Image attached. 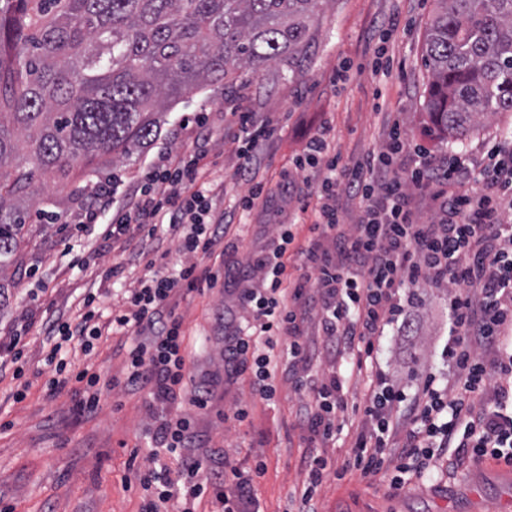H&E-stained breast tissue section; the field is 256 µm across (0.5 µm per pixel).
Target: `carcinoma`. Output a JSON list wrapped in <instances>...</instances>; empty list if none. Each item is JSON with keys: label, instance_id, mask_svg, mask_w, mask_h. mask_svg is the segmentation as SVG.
Masks as SVG:
<instances>
[{"label": "carcinoma", "instance_id": "cac0c4a2", "mask_svg": "<svg viewBox=\"0 0 512 512\" xmlns=\"http://www.w3.org/2000/svg\"><path fill=\"white\" fill-rule=\"evenodd\" d=\"M427 111L455 141L512 112V0H437ZM321 0H0V272L35 186L73 182L155 138L159 115L235 70L294 58Z\"/></svg>", "mask_w": 512, "mask_h": 512}]
</instances>
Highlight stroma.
<instances>
[{"label": "stroma", "instance_id": "35a3bbf8", "mask_svg": "<svg viewBox=\"0 0 512 512\" xmlns=\"http://www.w3.org/2000/svg\"><path fill=\"white\" fill-rule=\"evenodd\" d=\"M436 0H324L311 38L292 61L279 60L252 74L240 72L232 88L217 83L194 90L163 113L161 129L144 150L116 162L95 181L116 180L118 200L131 203L143 175L158 158L177 161L185 153L206 154L205 180L216 188V216L233 228L222 245L226 275L216 288L181 300L178 311L190 341L189 370L195 384L210 393L206 411L195 413L198 446L224 449L238 465L262 457L266 472L257 484L259 512H299V490L305 478L303 455L313 452L298 412L287 353L278 358V391L267 401L256 394L249 376L224 375V313L235 306L239 266L272 243L281 224H293L307 237L315 221L313 193L322 171L293 173L291 161L309 136L327 125V137L342 161L351 162L382 150L393 124H400L408 144L445 159L472 162L487 145L512 150V112L484 122L461 142L446 140L431 125L425 107L428 70L423 44ZM247 112L270 134L260 142L249 178L238 174V115ZM296 181L309 192L302 210ZM260 181L267 203L244 213L237 198ZM40 216L29 220L32 239L4 281L11 296L0 308V337H9L22 316L37 328L22 341V356H0V512H140L142 491L127 482L126 461L133 450L152 448L162 414L149 408L146 392L125 388V350L131 338L115 332L96 342L91 352L78 343L63 346L60 356L73 368L92 367L104 385L98 408L72 410L74 387L56 394L44 388L45 356L57 338L52 322L67 320L82 293L97 295L103 315L118 308L123 289L133 288L141 274L140 252L177 258V243L166 230L149 232L135 224L120 240L101 236L99 228L74 219L81 203L74 187L46 180L36 200ZM126 267L112 276L113 264ZM448 336V292L427 288L409 339L387 327L378 344L383 367L404 376L425 362L441 369V350ZM347 357L324 350L311 373H337L348 392L349 409L340 413L336 437L322 453L336 464L351 454L362 419L360 403L366 380L352 372ZM24 398H16L17 389ZM250 410L246 421L234 416L237 403ZM501 466L486 459H464L453 470L437 469L424 480L390 492L385 482L350 471L343 478L328 474L315 498L317 512H512V483Z\"/></svg>", "mask_w": 512, "mask_h": 512}]
</instances>
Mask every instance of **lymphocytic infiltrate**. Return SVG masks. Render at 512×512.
Segmentation results:
<instances>
[{
    "instance_id": "f902f5d3",
    "label": "lymphocytic infiltrate",
    "mask_w": 512,
    "mask_h": 512,
    "mask_svg": "<svg viewBox=\"0 0 512 512\" xmlns=\"http://www.w3.org/2000/svg\"><path fill=\"white\" fill-rule=\"evenodd\" d=\"M404 148L395 126L384 150L344 164L331 154L324 133L315 132L292 159L295 171L324 172L310 235L299 246L292 226H280L273 247L250 263L240 280V318L224 323L225 375H251L256 392L270 400L277 392L275 348L285 345L295 364L308 366L315 349L307 323L316 315L326 346L354 353L357 369H369L372 376L346 467L365 477L384 476L395 492L449 454L512 465V416L501 412L512 399V152L491 147L477 172L456 159L435 163L419 147L412 168L401 172L392 160ZM204 160L193 154L149 168L144 193L129 207L115 205L117 185H94L81 208L80 224L101 225L108 239H121L133 224L163 222L178 237L180 268L157 271L155 259L141 253L147 275L112 316L113 327L137 337L127 352L124 383L147 391L154 405L185 400L204 410L209 403L207 390L192 382L176 311L179 298L214 288L224 266L213 200L197 185ZM419 188L431 190L436 222L420 221L412 204ZM344 191L361 209L350 226L341 222ZM292 250L299 257L293 268ZM425 284L446 288L449 295V334L441 351L448 379L442 386L429 366L404 381L385 371L375 355L384 325L409 322ZM83 308L77 322H61L55 333L66 342L78 340L88 352L102 331L94 298H84ZM46 364L49 393L74 382L79 386L74 411L97 408V372L71 370L53 352ZM292 383L305 400L300 418L310 442L326 445L348 406L342 381L296 373ZM196 440L191 416L168 415L155 429L147 462L130 454L128 474L145 492L141 512H166L174 499H206L220 504L222 512H250L265 461L248 468L219 462L210 454H193Z\"/></svg>"
}]
</instances>
